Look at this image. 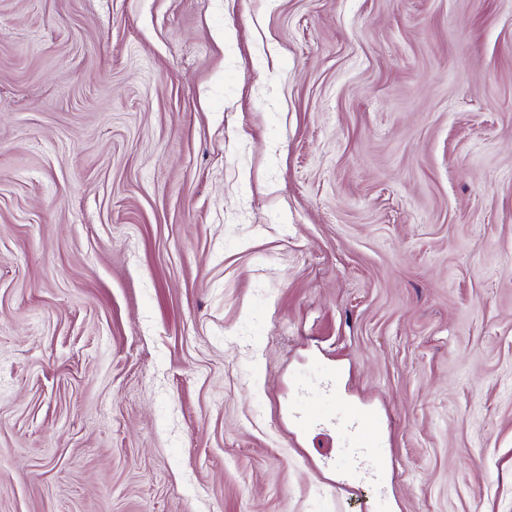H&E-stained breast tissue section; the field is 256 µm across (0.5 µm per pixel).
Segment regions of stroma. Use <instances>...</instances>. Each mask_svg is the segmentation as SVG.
Wrapping results in <instances>:
<instances>
[{"instance_id":"obj_1","label":"stroma","mask_w":512,"mask_h":512,"mask_svg":"<svg viewBox=\"0 0 512 512\" xmlns=\"http://www.w3.org/2000/svg\"><path fill=\"white\" fill-rule=\"evenodd\" d=\"M0 512H512V0H0ZM352 427L354 431V448H351L353 452L351 459L362 458L364 461L368 460L376 467L380 459V448H377L364 438L365 431L375 427V421L369 415H359L353 419Z\"/></svg>"}]
</instances>
